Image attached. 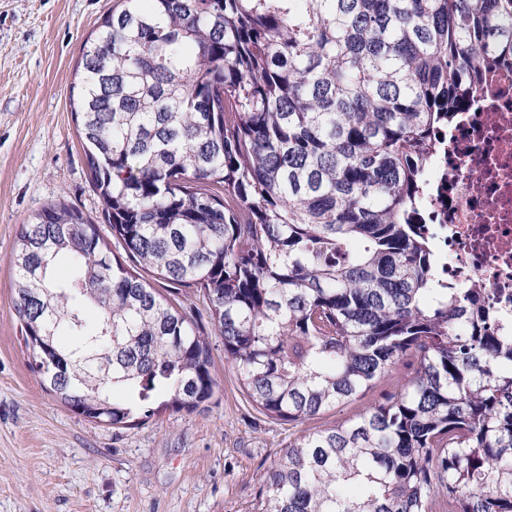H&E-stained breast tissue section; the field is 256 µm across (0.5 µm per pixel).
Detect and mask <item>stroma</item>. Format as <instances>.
<instances>
[{
  "mask_svg": "<svg viewBox=\"0 0 512 512\" xmlns=\"http://www.w3.org/2000/svg\"><path fill=\"white\" fill-rule=\"evenodd\" d=\"M116 0H0V512H252L261 475L295 426L245 400L202 302L183 304L209 335L213 398L133 429L78 415L45 390L13 311L12 257L21 224L63 199L99 216L70 106L85 40ZM398 362L359 405L325 413L336 425L400 389Z\"/></svg>",
  "mask_w": 512,
  "mask_h": 512,
  "instance_id": "35a3bbf8",
  "label": "stroma"
}]
</instances>
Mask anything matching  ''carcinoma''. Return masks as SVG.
Wrapping results in <instances>:
<instances>
[{
	"label": "carcinoma",
	"instance_id": "obj_1",
	"mask_svg": "<svg viewBox=\"0 0 512 512\" xmlns=\"http://www.w3.org/2000/svg\"><path fill=\"white\" fill-rule=\"evenodd\" d=\"M117 2L70 101L129 263L63 200L21 225L14 311L45 389L114 428L214 396L208 338L147 272L202 298L277 420L417 359L290 439L253 512H512V335L417 221L454 114L512 62V0Z\"/></svg>",
	"mask_w": 512,
	"mask_h": 512
}]
</instances>
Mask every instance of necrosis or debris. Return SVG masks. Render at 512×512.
<instances>
[{
  "label": "necrosis or debris",
  "instance_id": "necrosis-or-debris-1",
  "mask_svg": "<svg viewBox=\"0 0 512 512\" xmlns=\"http://www.w3.org/2000/svg\"><path fill=\"white\" fill-rule=\"evenodd\" d=\"M428 220L448 282L479 290L512 325V65L484 87L448 129V158L430 170Z\"/></svg>",
  "mask_w": 512,
  "mask_h": 512
}]
</instances>
